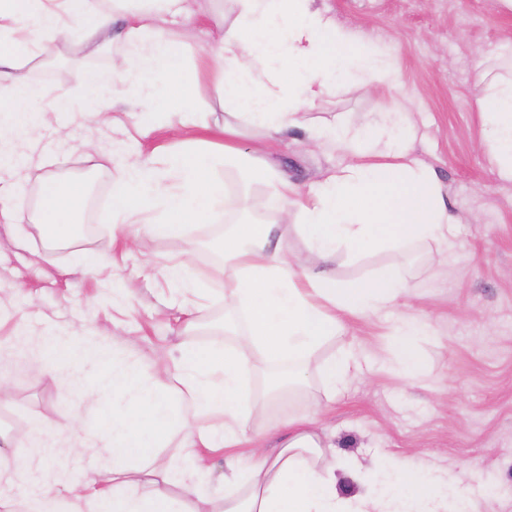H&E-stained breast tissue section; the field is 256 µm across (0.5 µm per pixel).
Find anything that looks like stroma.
Segmentation results:
<instances>
[{
    "label": "stroma",
    "instance_id": "1",
    "mask_svg": "<svg viewBox=\"0 0 512 512\" xmlns=\"http://www.w3.org/2000/svg\"><path fill=\"white\" fill-rule=\"evenodd\" d=\"M338 22L371 36L399 70L397 100L411 110L418 126L414 153L428 163L458 215L460 248L436 244L412 256L375 250L339 253L330 267L344 284L368 281L380 269L402 267L410 297L388 311L346 316V330L316 352L307 393L268 409L266 423L319 404L322 423L331 432L335 453L357 457L364 467L392 455L420 469L454 475L461 484L493 489L498 512H512V182L501 180L479 147L481 116L478 75L496 52L512 14L496 0H327ZM168 25L190 31L185 42L182 80L195 89L199 127L173 135L167 115L139 122L143 108L116 102L107 121L53 111L48 102L34 105L41 125L37 142L22 141L28 157L19 177L0 179V380L9 385L0 398V428L15 440L5 464L10 481L0 482V497L23 506L33 493L51 492L71 504L93 483L112 475V453L100 441L101 405L83 391L98 369L92 349L100 345L116 358L152 365L178 357L180 350L213 342L210 326L223 323L224 275L220 245L224 221L278 223L266 206V188L246 178L241 167L217 166L215 178L228 196L217 222L190 224L184 236L152 238L145 226L112 221V173L128 145H136L142 163L165 150H192L224 141V97L211 73H196L202 51L216 46L212 21L178 16ZM75 35L59 43L52 58L28 65L30 78L46 88L76 89L85 71L109 73L120 41L104 50L86 48L79 21ZM382 109L380 96L354 84L339 89L311 120H344ZM306 133L289 129L276 138L245 127L237 140L242 160L254 154L285 172L298 185L319 180L339 165L332 151H308ZM66 176L86 181L92 208L88 229L68 245L49 247L35 224L25 222L32 194L46 181ZM198 248L191 273L202 304L195 313L200 327L183 332L181 293L162 273L181 257L186 239ZM104 258L87 268L86 255ZM414 316L427 333L418 337L422 368L415 376L393 371L392 343L400 316ZM134 350H127L128 339ZM363 346L361 369L343 392L328 395L321 371L337 353ZM56 364L55 373L35 372L36 358ZM88 444L85 455L35 457L40 446L75 436Z\"/></svg>",
    "mask_w": 512,
    "mask_h": 512
}]
</instances>
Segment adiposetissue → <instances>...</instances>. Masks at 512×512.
<instances>
[{"instance_id":"adipose-tissue-1","label":"adipose tissue","mask_w":512,"mask_h":512,"mask_svg":"<svg viewBox=\"0 0 512 512\" xmlns=\"http://www.w3.org/2000/svg\"><path fill=\"white\" fill-rule=\"evenodd\" d=\"M208 0H112L111 9L90 0H0V73L12 71L9 87H0V173L16 175L27 160L13 147L31 138L35 114L21 104L44 95L25 71L30 59L50 56L71 35L70 19L82 23L87 45L109 42L112 10L125 19L123 49L112 57L109 76L87 72L88 86L106 84L111 98L78 103L68 92L53 98L56 111L74 107L107 121L115 101L133 99L151 105L166 96L176 127L195 125L186 103L193 90L181 80L185 36L166 28L168 18L208 15ZM231 24L216 21L218 45L203 62L218 61V84L229 119L224 149L203 146L167 155L148 167L126 158L115 169L112 216L123 224L145 223L153 237H166L186 224L213 219L226 187L211 170L236 151L242 126L272 136L307 126L308 145L332 148L345 164L308 189H300L271 165L256 167L279 223L235 224L224 232V279L227 311L245 318L235 330L234 346L215 342L182 351L174 361L160 359L141 371L133 364L102 358L91 397L111 395L100 429L112 450V481L94 488L71 512H466L470 495H449L448 477L421 473L413 461L383 457L375 469L356 458L329 457L330 436L318 431L321 411L289 415L263 425L265 405L246 413L243 379L256 367L288 362V378L270 390L269 402L298 395L302 372L323 342L340 333L343 315L377 312L410 294L397 266L375 279L340 284L327 270L338 253L397 249L434 243L457 248V215L448 207L430 166L413 153L416 123L409 110L396 106L378 117L343 123H308V112L335 94L346 74L361 88L379 92L394 77L390 61L366 47L358 31L337 23L324 0H233ZM497 60L505 76L481 77L476 102L481 114V143L498 176L512 181V32H505ZM87 194L76 179L45 184L42 205L32 217L50 246L70 243L77 233L74 213ZM300 226L316 262L308 268L281 246V224ZM208 416L215 426L192 430L190 420ZM179 437L181 455L168 474L151 478V467L165 441ZM224 458V493L210 496V462ZM377 484L398 475L417 486L408 502L394 486H380L372 496L347 495L341 476ZM147 490H140L142 477ZM183 495L175 497L172 483Z\"/></svg>"}]
</instances>
